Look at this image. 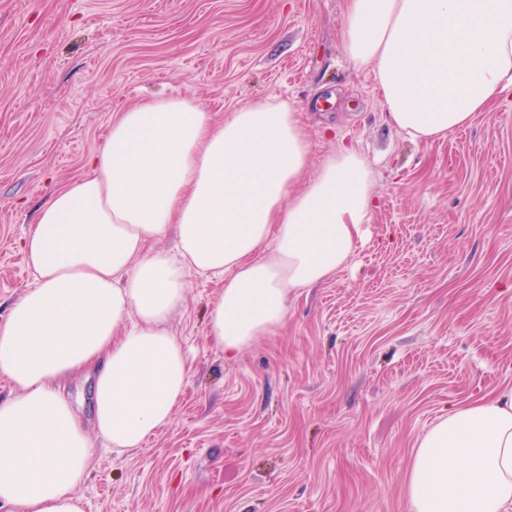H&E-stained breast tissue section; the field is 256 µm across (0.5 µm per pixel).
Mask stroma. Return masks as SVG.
<instances>
[{"label":"stroma","instance_id":"obj_1","mask_svg":"<svg viewBox=\"0 0 512 512\" xmlns=\"http://www.w3.org/2000/svg\"><path fill=\"white\" fill-rule=\"evenodd\" d=\"M346 0H0V323L33 283L22 241L82 176L116 110L189 95L303 114L311 168L338 141L375 205L349 265L293 289L236 357L208 337L222 277L190 273L174 330L190 375L169 424L125 451L92 436L85 512H408L417 438L512 387V89L444 139L392 127L342 51Z\"/></svg>","mask_w":512,"mask_h":512}]
</instances>
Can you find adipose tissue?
<instances>
[{"label": "adipose tissue", "instance_id": "obj_1", "mask_svg": "<svg viewBox=\"0 0 512 512\" xmlns=\"http://www.w3.org/2000/svg\"><path fill=\"white\" fill-rule=\"evenodd\" d=\"M343 53L372 69L390 125L431 142L512 88V0H347ZM310 142L284 103L224 122L187 95L121 110L88 171L24 238L34 282L0 324V512H83L91 435L132 450L167 425L190 367L171 322L189 272L223 277L208 335L227 354L273 334L288 294L344 269L373 172ZM174 235L175 252L156 241ZM93 373L91 424L64 386ZM409 512H512V388L450 408L414 447Z\"/></svg>", "mask_w": 512, "mask_h": 512}]
</instances>
